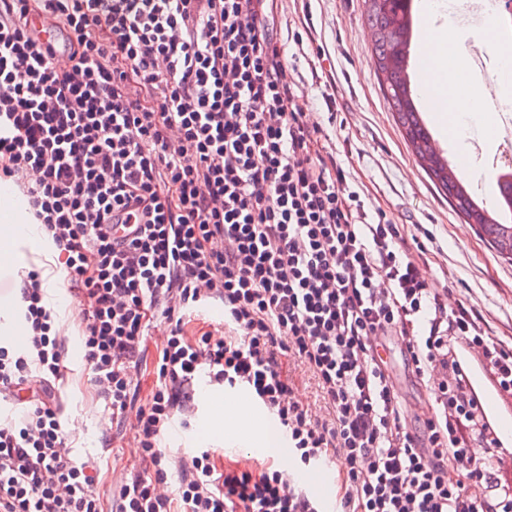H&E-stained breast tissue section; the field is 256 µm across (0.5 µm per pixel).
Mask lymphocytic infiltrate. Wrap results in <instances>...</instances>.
<instances>
[{"mask_svg":"<svg viewBox=\"0 0 512 512\" xmlns=\"http://www.w3.org/2000/svg\"><path fill=\"white\" fill-rule=\"evenodd\" d=\"M274 2L0 0V180L64 259L113 423L136 414L129 475L104 502L93 461L62 450L66 351L28 271L27 342L0 344V394L18 412L0 420V512H321L286 472L164 448L204 377L249 390L302 464L337 461L334 512H512V443L474 380L512 397V349L431 287L403 225L366 220L299 103ZM38 12L68 33L65 56L30 30ZM209 303L223 326L188 330ZM160 319L170 331L152 357ZM393 340L430 389L429 416L408 417ZM294 367L323 414L296 398Z\"/></svg>","mask_w":512,"mask_h":512,"instance_id":"lymphocytic-infiltrate-1","label":"lymphocytic infiltrate"}]
</instances>
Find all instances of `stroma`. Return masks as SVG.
Instances as JSON below:
<instances>
[{
	"mask_svg": "<svg viewBox=\"0 0 512 512\" xmlns=\"http://www.w3.org/2000/svg\"><path fill=\"white\" fill-rule=\"evenodd\" d=\"M277 33L285 45L288 68L298 86L300 104L319 122L346 180L359 192L368 215L386 211L407 236L423 244L427 277L463 300L484 318L490 335L512 347V261L494 252L475 229L448 205L411 154L383 97L372 53L373 31L364 19L363 0H278ZM336 96L328 109L324 96ZM70 373L59 387L62 422L71 424L64 449L100 465L96 487L101 497L121 484L131 462L130 448L105 444L108 425L101 402L88 381L78 335L64 338ZM198 410L189 425L176 426L166 446L178 454L208 446L221 450L224 463L254 469L278 467L277 454L261 453L268 411L256 405L250 436L214 433L210 418L224 400H250L242 388L200 383ZM291 475L307 492L333 504L337 468L294 464Z\"/></svg>",
	"mask_w": 512,
	"mask_h": 512,
	"instance_id": "obj_1",
	"label": "stroma"
}]
</instances>
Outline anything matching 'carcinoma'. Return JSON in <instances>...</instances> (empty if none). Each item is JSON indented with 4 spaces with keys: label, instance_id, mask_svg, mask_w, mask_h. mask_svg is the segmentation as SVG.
<instances>
[{
    "label": "carcinoma",
    "instance_id": "obj_1",
    "mask_svg": "<svg viewBox=\"0 0 512 512\" xmlns=\"http://www.w3.org/2000/svg\"><path fill=\"white\" fill-rule=\"evenodd\" d=\"M364 13L376 32L374 53L383 91L413 154L454 209L474 225L501 257L512 260V223L490 216L471 196L448 159L434 152L411 88L410 45L413 37L411 0H363ZM501 213L512 211V171L499 183Z\"/></svg>",
    "mask_w": 512,
    "mask_h": 512
}]
</instances>
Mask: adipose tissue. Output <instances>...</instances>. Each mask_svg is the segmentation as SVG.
I'll return each mask as SVG.
<instances>
[{"instance_id":"1","label":"adipose tissue","mask_w":512,"mask_h":512,"mask_svg":"<svg viewBox=\"0 0 512 512\" xmlns=\"http://www.w3.org/2000/svg\"><path fill=\"white\" fill-rule=\"evenodd\" d=\"M453 48L439 29H432L420 51V85L434 110L435 121L451 132L456 142H463L469 121H487L485 101L470 93L463 71L449 72L448 59ZM42 255L46 263L42 278L47 290H56L65 276L55 261L57 249L42 235L27 205L12 199L0 200V260L21 266V245Z\"/></svg>"}]
</instances>
